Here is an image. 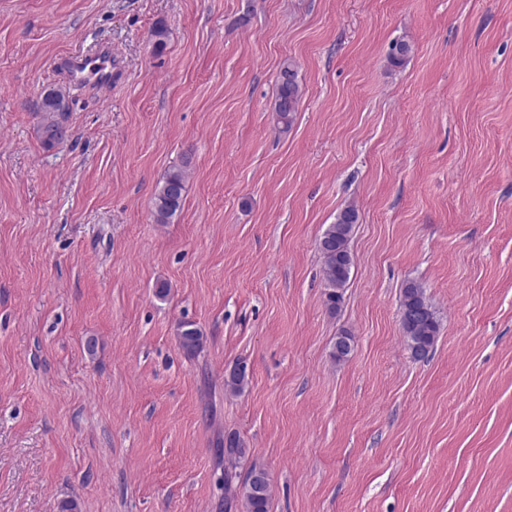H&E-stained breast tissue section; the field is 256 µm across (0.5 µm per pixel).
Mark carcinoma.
I'll use <instances>...</instances> for the list:
<instances>
[{
  "instance_id": "carcinoma-1",
  "label": "carcinoma",
  "mask_w": 512,
  "mask_h": 512,
  "mask_svg": "<svg viewBox=\"0 0 512 512\" xmlns=\"http://www.w3.org/2000/svg\"><path fill=\"white\" fill-rule=\"evenodd\" d=\"M411 53V46L406 41L392 44L389 60L395 67L406 64ZM301 99V87L298 81V67L294 60L287 58L280 65L276 79V97L272 111L275 128L286 133L292 127L294 114ZM66 100L60 89H51L42 98L40 111L43 112L41 124L42 143L47 148L59 144L66 130L59 125L60 113L55 111V104ZM186 171L175 168L169 171L158 184L154 195L156 222L168 224L170 219L182 210L186 191ZM358 221V211L352 205L345 206L336 216V222L328 225L318 240L317 248L322 257V280L326 288L325 305L332 314L340 308L345 287L350 279L353 259L349 242L354 225ZM400 322L408 348L414 358L419 354L429 353L438 338L440 324L429 303L425 289L416 281L405 283L401 292ZM177 336L180 348L195 354L203 347L204 336L191 322L178 325ZM353 342L351 334L342 331L336 336L332 356L338 361H345L351 354L349 345ZM248 383L246 366L236 364L224 377V390L240 394ZM249 455V449L235 435L224 440V462L233 466ZM237 490L244 505L245 512H269L270 479L267 471L256 464L251 465Z\"/></svg>"
}]
</instances>
